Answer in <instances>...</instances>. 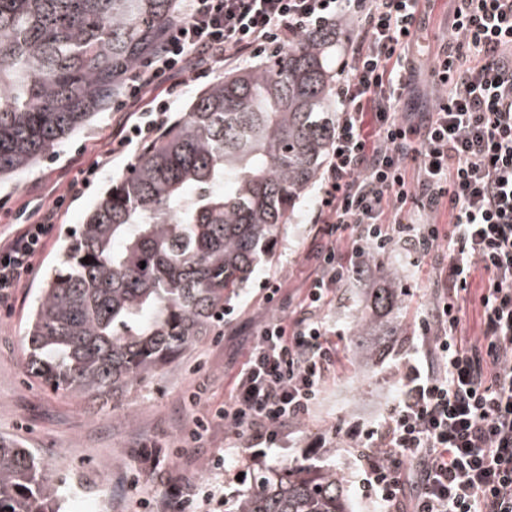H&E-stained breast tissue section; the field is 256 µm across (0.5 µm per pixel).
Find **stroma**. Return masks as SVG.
<instances>
[{
    "label": "stroma",
    "instance_id": "obj_1",
    "mask_svg": "<svg viewBox=\"0 0 512 512\" xmlns=\"http://www.w3.org/2000/svg\"><path fill=\"white\" fill-rule=\"evenodd\" d=\"M452 0H436L426 15L419 46L411 60L416 80L407 96L427 107L429 89L424 76L448 36ZM119 118L112 110L100 112L86 127L46 154L19 177L0 182V242L10 240L22 225L34 222L38 210L76 181L80 169L100 164L102 173L90 187L78 190L76 199L48 239L44 254L26 277L9 308L0 309V438L32 449L46 475L59 487L60 512H131L139 492L160 502L165 512H180L170 488L203 477L204 459L236 446L223 428H215L196 444L179 446L193 410L187 404L193 383H204L208 404L218 407L229 394V379L245 357L258 325L273 316H284L297 306L315 268L319 243L313 222L318 187H310L296 206L290 224L282 227L271 262L257 266L245 288L224 308V318L214 334L155 375L134 386L125 398L106 410L63 392L44 388L25 369L23 336L30 310L46 275L56 265L64 238L84 223L90 208L105 189L131 166V156L104 157V144L112 138ZM385 267L402 277L401 329L384 356L371 367L351 361L353 321L361 308L363 280L338 288L327 311L338 334L332 342L339 361L325 380L309 415L285 434L269 461L257 466L256 475L291 462L332 467L342 475L352 512H376L377 503L365 495L361 464L353 449L355 430L375 424L398 391L399 371L405 360L415 358L420 345L418 320L429 307L437 286L433 258H414L394 249L384 255ZM282 289L266 302L267 285ZM201 375H194V366ZM158 446L160 473L141 469L146 447ZM140 471V486H131L132 471Z\"/></svg>",
    "mask_w": 512,
    "mask_h": 512
}]
</instances>
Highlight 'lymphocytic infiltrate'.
I'll list each match as a JSON object with an SVG mask.
<instances>
[{"label":"lymphocytic infiltrate","mask_w":512,"mask_h":512,"mask_svg":"<svg viewBox=\"0 0 512 512\" xmlns=\"http://www.w3.org/2000/svg\"><path fill=\"white\" fill-rule=\"evenodd\" d=\"M154 61L137 70L123 106L173 83L186 68L275 52L350 20L356 38L339 66L338 118L314 218L324 243L292 320L257 330L227 401L193 417L182 442L221 426L245 439L243 455L213 456L210 479L172 489L182 512H222L245 467L266 459L318 401L334 369L336 330L321 312L333 288L358 276L366 252L411 241L448 255V286L419 319L421 358L403 365L397 397L357 435L363 484L395 512H512V0H455L450 39L428 70L433 104L401 116L409 56L436 0H183ZM169 96L121 123L109 155L135 151L163 126ZM66 202L57 196L0 245V305L42 254ZM448 210L450 230L437 221ZM482 334L467 342L461 300L474 266Z\"/></svg>","instance_id":"obj_1"}]
</instances>
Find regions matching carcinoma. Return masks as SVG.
Listing matches in <instances>:
<instances>
[{
	"label": "carcinoma",
	"instance_id": "cac0c4a2",
	"mask_svg": "<svg viewBox=\"0 0 512 512\" xmlns=\"http://www.w3.org/2000/svg\"><path fill=\"white\" fill-rule=\"evenodd\" d=\"M177 0H0V180L86 126L160 47ZM350 22L211 83L63 246L25 335L43 384L105 404L209 335L316 179L336 128L327 49ZM196 188L193 195L187 188ZM88 263H83V258ZM381 269L354 321L372 364L399 332V274ZM29 448L0 439V512H58ZM238 512H351L331 468L289 464Z\"/></svg>",
	"mask_w": 512,
	"mask_h": 512
}]
</instances>
